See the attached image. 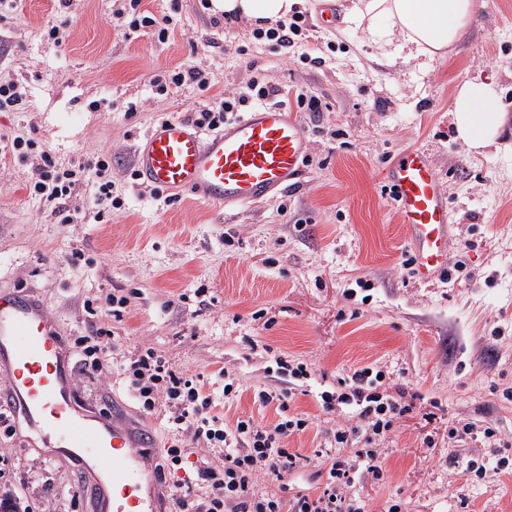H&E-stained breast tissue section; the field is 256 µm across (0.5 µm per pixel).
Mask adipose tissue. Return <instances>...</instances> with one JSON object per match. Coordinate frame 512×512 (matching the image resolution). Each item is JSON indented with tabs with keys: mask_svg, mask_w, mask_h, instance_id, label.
Returning a JSON list of instances; mask_svg holds the SVG:
<instances>
[{
	"mask_svg": "<svg viewBox=\"0 0 512 512\" xmlns=\"http://www.w3.org/2000/svg\"><path fill=\"white\" fill-rule=\"evenodd\" d=\"M300 0H211L213 11L259 27L287 20ZM475 0H352L345 18L364 28L371 44L383 49L387 62L400 54L429 65L444 61L475 17ZM452 124L470 150L495 145L505 120L496 83L474 78L454 96Z\"/></svg>",
	"mask_w": 512,
	"mask_h": 512,
	"instance_id": "obj_1",
	"label": "adipose tissue"
}]
</instances>
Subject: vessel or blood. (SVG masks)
I'll list each match as a JSON object with an SVG mask.
<instances>
[{
	"instance_id": "1",
	"label": "vessel or blood",
	"mask_w": 512,
	"mask_h": 512,
	"mask_svg": "<svg viewBox=\"0 0 512 512\" xmlns=\"http://www.w3.org/2000/svg\"><path fill=\"white\" fill-rule=\"evenodd\" d=\"M307 137L296 114L260 105L202 131L179 118L153 125L135 154L142 185L188 192L225 208H244L300 177ZM394 212L409 234L420 280L448 267L451 217L441 175L429 151L411 147L384 171ZM0 406L10 408L39 453L67 457L85 475L91 512H166L158 483L147 473L149 428L98 414L76 399L74 368L44 304L16 290L0 293Z\"/></svg>"
}]
</instances>
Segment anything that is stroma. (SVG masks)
I'll return each mask as SVG.
<instances>
[{
    "label": "stroma",
    "mask_w": 512,
    "mask_h": 512,
    "mask_svg": "<svg viewBox=\"0 0 512 512\" xmlns=\"http://www.w3.org/2000/svg\"><path fill=\"white\" fill-rule=\"evenodd\" d=\"M113 0H74L71 34L59 45L43 32L57 0H23L0 20V78L27 85L22 110L0 112V140L35 138L62 162L112 156L113 191L123 207L101 224L82 211L62 224L29 196L32 163L0 153V284L45 303L64 347L86 335V300L126 296L112 329L118 353L154 348L174 367L217 381L235 378L239 396L227 422L276 423L260 391L283 384L275 359L307 364L310 376L291 412L313 421L288 445L309 456L347 414L317 405L354 369L382 370L390 394L412 408L383 441L386 482L364 481L372 512L401 499L407 512H512V470L488 469L477 482L456 460L486 448L453 447L448 427L464 421L512 441V0H476L465 39L446 61L386 64L363 29H319L318 0L301 11L315 38L292 48L254 39L246 20L216 21L199 0H142L156 16L175 13L166 42L124 35ZM320 56V66L303 58ZM197 66L212 81L161 96L153 74ZM479 77L497 84L507 121L496 146L473 153L457 139L450 111L456 88ZM316 92L325 105L302 112L309 142L302 177L288 190L240 209H220L183 193L152 198L127 174L140 137L159 117L189 118L204 96L245 90L251 81ZM412 146L428 148L445 178L453 234L451 279L423 285L403 265L407 233L383 194V167ZM93 264L76 269L73 248ZM205 287V298L194 295ZM79 401L101 409L120 400L127 417L149 425L156 455L174 438L168 412L144 414L120 374H76ZM74 463H43L17 437L0 432V504L88 512ZM469 505L460 508V497Z\"/></svg>",
    "instance_id": "35a3bbf8"
}]
</instances>
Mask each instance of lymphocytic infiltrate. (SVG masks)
Segmentation results:
<instances>
[{
  "mask_svg": "<svg viewBox=\"0 0 512 512\" xmlns=\"http://www.w3.org/2000/svg\"><path fill=\"white\" fill-rule=\"evenodd\" d=\"M114 16L125 20L129 33L148 31L161 42L167 41L173 23L172 16L159 19L142 11L141 0H121ZM253 98L276 104L292 99L305 112L322 109L316 94L301 90L290 96L279 87L254 81L247 92L228 94L200 106L195 123L218 129L229 114L241 111ZM9 149L19 161L35 160V177L29 192L50 203L60 223H72L73 192L80 183L93 188L86 206L94 210L97 221L111 218L113 211L121 209L120 199L112 194V161L107 155L66 164L35 139L20 137L10 143ZM84 308L94 324L90 334L77 339L82 349L83 373L103 375L118 371L144 412L161 406L169 412L168 421L176 438L166 450L164 466L177 476L175 512H369V504L358 487L367 479L386 481L379 444L394 423L411 410L409 404L384 391L382 372L369 367L354 370L344 379L343 392L320 393L319 404L324 412L338 410L351 415L350 422L337 426L326 446L315 451L325 476L321 490L313 494L299 490L288 497L261 494L257 491L261 479L272 477L285 485L305 466L306 456L288 448L286 441L310 428L308 415L296 413L272 426L250 418L227 423L217 409L216 399L236 395L233 378H225L221 391L206 390L203 375L178 371L151 348L112 359L107 347L111 329L98 322V310L92 302H85ZM190 443L199 445L206 458L194 472L186 474L182 471L184 449Z\"/></svg>",
  "mask_w": 512,
  "mask_h": 512,
  "instance_id": "f902f5d3",
  "label": "lymphocytic infiltrate"
}]
</instances>
